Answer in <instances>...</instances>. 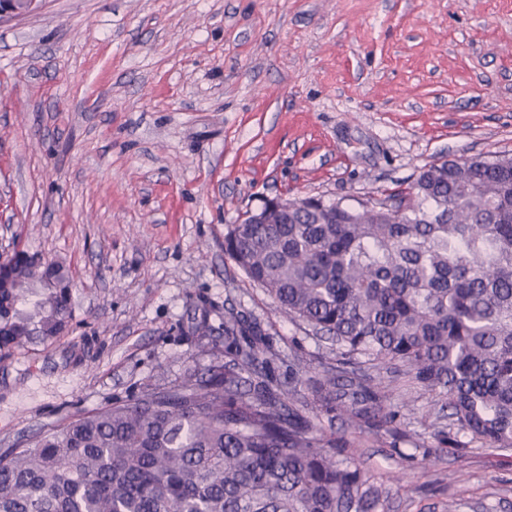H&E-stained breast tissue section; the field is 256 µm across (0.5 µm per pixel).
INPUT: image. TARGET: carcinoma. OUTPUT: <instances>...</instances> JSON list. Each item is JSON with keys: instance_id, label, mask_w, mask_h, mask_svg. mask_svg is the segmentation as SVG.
<instances>
[{"instance_id": "carcinoma-1", "label": "carcinoma", "mask_w": 512, "mask_h": 512, "mask_svg": "<svg viewBox=\"0 0 512 512\" xmlns=\"http://www.w3.org/2000/svg\"><path fill=\"white\" fill-rule=\"evenodd\" d=\"M289 202L286 224H233L225 252L288 314L336 342L313 396L395 434L380 371L448 407L452 448L512 449V157L444 160L362 208ZM21 251L0 284V347L54 340L72 318ZM228 362L45 426L0 454V512H366L379 500L344 443L289 404L259 323L224 314ZM469 441H463V438Z\"/></svg>"}]
</instances>
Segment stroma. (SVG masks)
Masks as SVG:
<instances>
[{
    "label": "stroma",
    "mask_w": 512,
    "mask_h": 512,
    "mask_svg": "<svg viewBox=\"0 0 512 512\" xmlns=\"http://www.w3.org/2000/svg\"><path fill=\"white\" fill-rule=\"evenodd\" d=\"M512 156V0H43L0 24V256L71 276L69 332L0 353V452L207 374L224 314L300 368L290 404L346 443L373 512H512V450H438V393L384 373L395 434L329 417L330 342L224 251L275 197L349 205L426 166Z\"/></svg>",
    "instance_id": "stroma-1"
}]
</instances>
